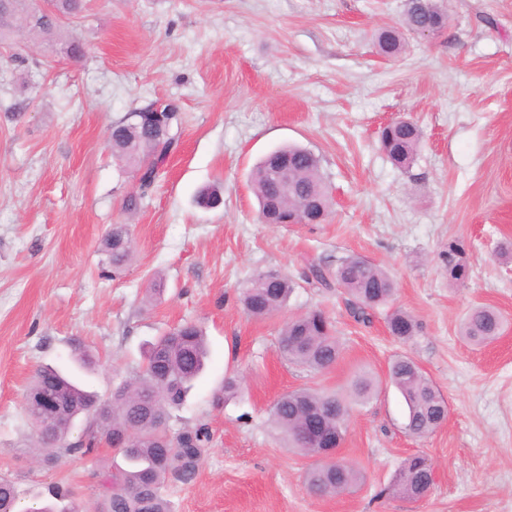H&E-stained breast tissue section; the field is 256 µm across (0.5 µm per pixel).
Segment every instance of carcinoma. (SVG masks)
Listing matches in <instances>:
<instances>
[{
    "label": "carcinoma",
    "instance_id": "1",
    "mask_svg": "<svg viewBox=\"0 0 512 512\" xmlns=\"http://www.w3.org/2000/svg\"><path fill=\"white\" fill-rule=\"evenodd\" d=\"M43 12L35 0H0V37L14 21L28 32L54 41L62 19L75 18L84 9L83 0H45ZM424 25L442 28L445 17L431 0L406 9L402 25L380 30L375 38L378 53L395 57L403 48V31L415 32ZM160 117L152 108L136 109L112 123L108 143L119 160L132 163L140 173L138 190L129 194L125 209L137 210L159 177L174 144L175 134L163 132ZM422 133L414 122L389 123L379 134V142L391 162L406 168L413 161ZM250 184L259 205L260 217L274 224H288L295 215L325 220L330 210L328 187L321 174L319 157L301 146H284L266 155L252 169ZM196 203L204 209L224 204L217 185L201 189ZM112 266L120 268L132 256L129 225L114 224L104 241ZM464 249L448 245L447 264L451 279L461 281L466 274ZM318 283L336 281L348 295V304L357 318L369 319L372 312H386L387 327L393 336L408 339L415 335L417 323L407 312L391 309L395 285L379 265L358 256L341 259L334 269L315 267ZM295 289L287 276L276 270L254 274L242 287L244 312L253 318H267L281 312ZM504 319L487 306L472 308L460 326L461 336L474 346L493 342L502 332ZM279 351L288 361L314 373L331 368L341 355L336 326L322 310L294 315L284 323ZM208 355L203 329L192 322L174 327L152 342L144 365L134 378L112 391L107 403L81 389L51 366L38 367L25 398L28 420L40 418L45 432L32 431L42 456L50 465L65 455H89L105 442L122 455L126 467L102 474L98 483L97 512H171L164 496L170 482L194 481L210 441L204 424L184 428L172 435L170 409L180 406L203 372ZM389 382L400 392L407 408L406 430L413 436L433 432L445 419L444 399L417 363L395 358L388 368ZM376 385L366 374L355 376L345 393L300 389L282 395L270 410V423L288 447L314 459L305 473L311 493L333 496L350 493L365 482L361 469L336 461V447L343 440L350 404L363 403L374 394ZM51 397L65 408V416L49 418L45 399ZM86 417L80 439L72 442L71 417ZM433 485L428 459L408 458L393 481L381 493L417 501ZM52 498L66 502L61 509L33 507L26 512H82L73 488L57 484L49 490ZM18 492L13 479L0 475V512H16Z\"/></svg>",
    "mask_w": 512,
    "mask_h": 512
}]
</instances>
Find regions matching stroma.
Listing matches in <instances>:
<instances>
[{"mask_svg": "<svg viewBox=\"0 0 512 512\" xmlns=\"http://www.w3.org/2000/svg\"><path fill=\"white\" fill-rule=\"evenodd\" d=\"M62 24L84 55L51 53L14 30L0 39V471L20 507L47 500L55 483L97 505L94 475L121 464L113 448L35 463L24 394L43 364L107 400L134 375L146 344L193 320L210 356L171 430L207 424L211 444L195 480L165 491L172 512H512V0H440L444 29L405 33L395 57L378 55L379 29L401 22L405 0H85ZM176 102L177 143L136 211L134 170L107 142L113 122ZM396 117L423 135L409 168L380 150ZM300 145L321 159L331 192L322 224L261 223L250 173L271 150ZM218 183L224 204L204 210L197 191ZM125 224L132 261L113 269L103 241ZM464 248L467 277L448 276L449 245ZM357 255L395 282L394 307L418 332L402 342L383 314L354 321L340 287L311 266ZM277 270L296 284L286 311L247 317L242 283ZM162 281L160 299L149 297ZM478 305L498 310L491 345L468 344L459 326ZM319 307L336 324L341 357L314 374L285 361L289 315ZM96 363L83 369L72 345ZM414 360L448 416L433 433L405 429L407 408L390 385L391 359ZM375 377L353 405L337 458L366 482L335 497L311 495L309 458L277 439L269 409L299 389L342 390ZM243 385L216 403L224 378ZM425 455L434 485L418 501L383 495L405 459Z\"/></svg>", "mask_w": 512, "mask_h": 512, "instance_id": "stroma-1", "label": "stroma"}]
</instances>
